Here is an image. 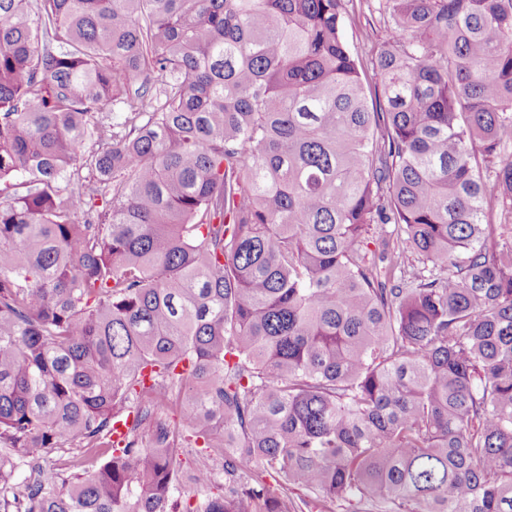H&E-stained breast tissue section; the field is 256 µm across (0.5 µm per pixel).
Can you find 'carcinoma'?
Listing matches in <instances>:
<instances>
[{
    "label": "carcinoma",
    "instance_id": "1",
    "mask_svg": "<svg viewBox=\"0 0 512 512\" xmlns=\"http://www.w3.org/2000/svg\"><path fill=\"white\" fill-rule=\"evenodd\" d=\"M349 2L0 0V512H512V0ZM370 1L353 0L349 3V14L344 22L346 41L365 70H370L371 59L375 57L383 41L387 18L376 12Z\"/></svg>",
    "mask_w": 512,
    "mask_h": 512
}]
</instances>
